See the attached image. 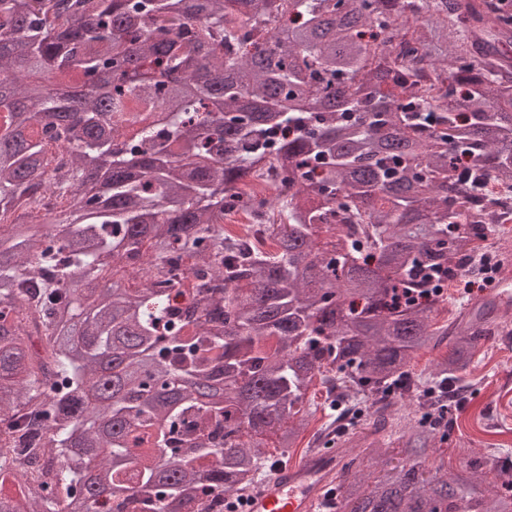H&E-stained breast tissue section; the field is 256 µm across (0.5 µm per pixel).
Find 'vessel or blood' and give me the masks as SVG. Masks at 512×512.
Here are the masks:
<instances>
[{"label": "vessel or blood", "mask_w": 512, "mask_h": 512, "mask_svg": "<svg viewBox=\"0 0 512 512\" xmlns=\"http://www.w3.org/2000/svg\"><path fill=\"white\" fill-rule=\"evenodd\" d=\"M338 452H313L293 464L276 466L261 481L245 512H335L339 471L346 463Z\"/></svg>", "instance_id": "b4317fda"}]
</instances>
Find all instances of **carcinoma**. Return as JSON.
I'll use <instances>...</instances> for the list:
<instances>
[{"mask_svg": "<svg viewBox=\"0 0 512 512\" xmlns=\"http://www.w3.org/2000/svg\"><path fill=\"white\" fill-rule=\"evenodd\" d=\"M508 45L512 0H0V512H212L330 383L371 403L368 455L402 432L345 464L342 512H512V470L427 467L412 414L441 404L403 401L416 353L448 341L437 388L491 335L489 305L433 315L494 232L481 187L512 186ZM252 217L242 212L229 211L224 215V228L230 235L240 239H253L255 224Z\"/></svg>", "mask_w": 512, "mask_h": 512, "instance_id": "cac0c4a2", "label": "carcinoma"}]
</instances>
